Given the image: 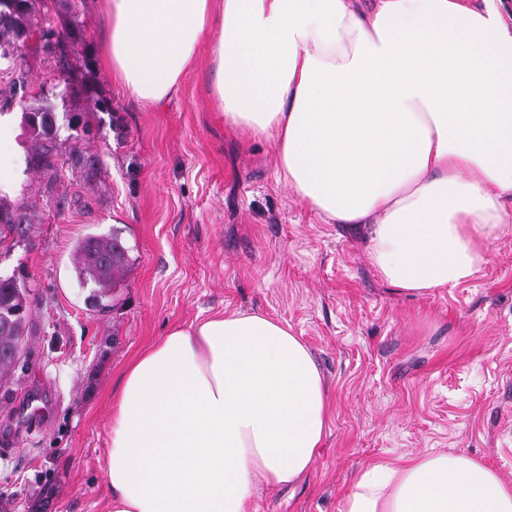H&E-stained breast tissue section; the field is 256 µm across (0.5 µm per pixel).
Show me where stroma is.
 <instances>
[{
  "instance_id": "stroma-1",
  "label": "stroma",
  "mask_w": 512,
  "mask_h": 512,
  "mask_svg": "<svg viewBox=\"0 0 512 512\" xmlns=\"http://www.w3.org/2000/svg\"><path fill=\"white\" fill-rule=\"evenodd\" d=\"M79 13L91 52L84 76L110 112L81 102L79 145L58 142V168L29 166L0 199L31 218L0 245V276L31 291L18 363L0 379V512H103L112 394L127 365L176 324L219 309L287 322L313 352L331 391L329 432L315 465L289 489L258 484L252 512H340L373 463L399 466L462 454L512 484V230L477 275L416 296L376 273L367 243L324 223L276 173L273 141L242 140L213 110L208 43L160 108L112 80L99 56L102 0H56ZM53 62L18 50L0 58V107L21 118L34 96L58 112ZM99 157L89 178L77 154ZM120 220L134 259L113 306L97 310L72 276L75 240ZM51 408L27 420L30 400Z\"/></svg>"
}]
</instances>
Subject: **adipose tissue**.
<instances>
[{"label": "adipose tissue", "mask_w": 512, "mask_h": 512, "mask_svg": "<svg viewBox=\"0 0 512 512\" xmlns=\"http://www.w3.org/2000/svg\"><path fill=\"white\" fill-rule=\"evenodd\" d=\"M100 54L158 106L209 40L224 122L278 145V178L355 225L390 286L453 288L512 225L507 0H103ZM330 391L287 324L227 310L172 327L112 400L107 512H250L312 469ZM343 512H512L491 467L439 454L365 471Z\"/></svg>", "instance_id": "adipose-tissue-1"}]
</instances>
